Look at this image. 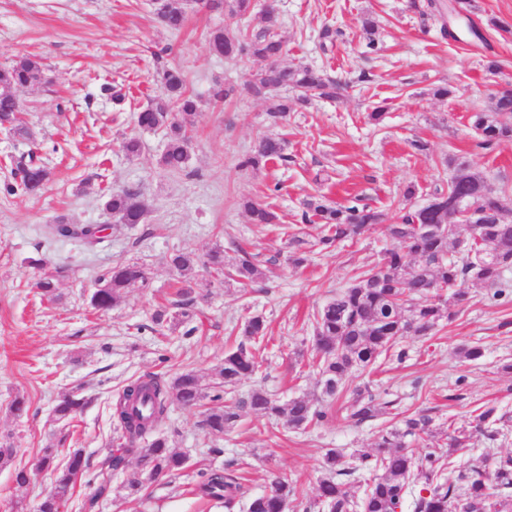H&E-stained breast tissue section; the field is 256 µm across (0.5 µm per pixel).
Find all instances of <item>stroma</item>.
Listing matches in <instances>:
<instances>
[{"mask_svg": "<svg viewBox=\"0 0 512 512\" xmlns=\"http://www.w3.org/2000/svg\"><path fill=\"white\" fill-rule=\"evenodd\" d=\"M428 2L253 0L251 12L231 20L191 0L184 29L174 33L158 20L152 0H0V65L31 56L45 74L43 83L18 92L28 137L0 131V441L29 466L60 439L65 447L59 459L68 449L83 450L87 466L64 512H245L243 503L228 509L197 492L209 471L224 468L251 495L268 490L272 475L287 478L298 491L288 510L303 512L315 501L327 449L362 453L382 427L395 424L391 414L361 425L350 420L355 380L332 402L329 418L304 431L286 432L248 408L220 437L202 421L219 405L216 372L224 353L243 342V323L253 315L264 317L269 333L257 350L258 373L236 386L234 398L260 387L283 403L298 396L318 399L314 313L381 262L394 245L386 227L408 205H424L434 191L447 190L449 157L481 173L493 196L512 210V141L482 148L469 122L471 113L488 109L494 93L512 89V0H471V17L487 39L483 45L444 36V20ZM270 6L284 42L282 64H310L343 84L336 99L311 97L279 128L266 120L277 94L254 97L244 90L263 60L227 59L208 46L210 32L227 25L244 36L266 27ZM365 17L376 25L374 37L362 28ZM492 18L497 27H489ZM327 28L332 38H323ZM370 40L377 46L372 53ZM488 57L498 61L496 72L486 70ZM168 68L184 73L198 99L190 160L180 172L160 163L165 129L135 124L136 112L160 95ZM106 84L122 89V104L102 94ZM218 84L234 87V95L213 101L210 91ZM440 86L448 87V97L435 96ZM375 106L383 113L376 123L368 118ZM273 133L286 139L289 163L239 168L256 141ZM131 137L141 144L134 156L122 149ZM419 141L426 152L416 149ZM32 151L50 170L45 188L36 195L6 194L16 160ZM411 186L416 194L408 201L404 193ZM110 188L140 195L147 206L144 223H113L104 209ZM312 195L331 206L360 198L384 221L321 249L318 225L301 221L303 202ZM247 199L265 204L278 223H251L242 206ZM60 216L74 224L108 225L104 243L90 250L48 238L46 225ZM301 228L309 238L298 267L288 236ZM218 245L229 264L237 248L250 252L263 274L260 283L245 288L200 270L190 280L191 303L179 306L181 277L171 256L202 257ZM37 259L63 271L56 299L34 286L44 269L34 267ZM132 262L146 269V286L130 289L108 310L92 308L100 278ZM159 311L164 321L158 325L153 316ZM402 345L405 360H380L368 389L398 400L402 412L432 417L435 435L415 442L417 454L449 455L443 476L452 483L460 466L489 468L512 454V374L502 370L512 363V293L496 298L471 289L452 321H441L431 335L405 337ZM464 345L480 347L482 357L462 358L458 349ZM185 370L199 376L207 396L191 410L171 405L155 432L186 455L188 467L129 495L125 481L135 456H127L124 468L107 469L121 435L115 404L131 379L149 373L169 379ZM71 390L90 404L63 425L53 408ZM18 394L29 402L20 417L9 409ZM488 407L509 417L499 439L492 443L476 433L466 450L449 452V426L468 424ZM106 471L111 491L100 497L96 490ZM53 490V478L42 473L29 490L18 492L11 468L0 469V512H36Z\"/></svg>", "mask_w": 512, "mask_h": 512, "instance_id": "35a3bbf8", "label": "stroma"}]
</instances>
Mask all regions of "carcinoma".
I'll return each mask as SVG.
<instances>
[{"mask_svg":"<svg viewBox=\"0 0 512 512\" xmlns=\"http://www.w3.org/2000/svg\"><path fill=\"white\" fill-rule=\"evenodd\" d=\"M207 8L242 16L251 8V0H206ZM155 11L161 23L171 31L182 28L185 11L173 5L172 0H155ZM268 25L251 36H238L230 28L219 29L209 36L210 50L226 58L243 54L261 58L266 65L248 84V91L266 95L291 88L300 92L293 101H279L269 112L268 120L281 122L291 105L300 104L311 92L323 96L336 95V83L310 66L290 67L280 63L283 41L272 28L274 9L266 12ZM44 81L39 62L20 57L12 64L0 67V126L7 124L20 136L28 130L20 121L23 105L17 95L21 88ZM162 94L136 113V123L143 129H166V145L162 164L170 170L182 171L190 157L187 119L198 109L196 98L186 91V80L176 69H168L161 77ZM472 127L481 136L480 145L492 149L503 141L512 140V90L498 93L491 100L490 110L474 112ZM286 141L276 135L262 137L254 149L240 161L243 168L258 169L274 162H285ZM453 174L448 180V191L437 192L433 203L406 211L400 222L388 226V233L398 246L386 252L382 266L361 272L353 283L342 289L319 310L314 320L313 363L321 375L322 400L334 399L345 384L358 373L371 369L379 357L390 355L402 360L406 352L399 347L408 335L427 336L439 322L453 318L454 311L443 312V305L431 301L430 294L447 292L448 303L463 306L470 290L485 288L498 297L506 292L504 274L512 268V220L507 219L499 201L488 195L476 196L486 188L485 178L470 170L458 159L447 161ZM15 176L19 182L7 184L4 190H17L36 195L49 180V172L38 163L34 154L20 159ZM475 207L476 217L465 224L458 216V200ZM302 218L314 219L323 232L319 243L330 246L352 238L368 224H378L382 214L367 204L330 206L316 198L303 203ZM105 209L121 224L143 222L147 208L138 193L130 190L112 192L106 196ZM254 224H274L278 220L268 207L247 201L244 204ZM427 224H443L447 231L430 233ZM465 226L467 238L457 237L460 226ZM48 234L57 239L80 242L96 247L103 242L99 230L92 224H71L60 218L47 226ZM454 249H449V242ZM171 265L183 277L202 266L210 275H224V250L215 248L203 262L179 253L171 257ZM62 270L43 272L35 287L48 299L55 297L56 282ZM234 276L237 282L249 284L260 277V271L250 253L242 250L235 260ZM105 287L95 291L90 304L98 310L109 308L131 288L147 283V272L133 262L112 269L102 278ZM243 335L250 345L243 343L224 353V362L218 370L223 385L234 386L258 371L252 348L264 342L267 326L263 317L247 318ZM205 398L200 378L192 371L176 375L166 381L156 374L143 375L128 383L116 404V417L128 444L116 449L110 467L124 466L126 455H136L137 467L127 480L130 493L142 491L147 484L173 476L186 468V456L171 448L163 436L151 437L157 423L168 412L172 403L183 407L198 405ZM87 400L76 391L63 394L54 408L61 422L69 421L83 411ZM249 407L276 420H284L290 430H304L328 418V412L317 408L309 398L295 397L279 404L262 390L253 391L247 399L237 400L224 408L210 410L205 426L219 435L239 418V409ZM396 406L393 399L378 401L372 394L357 390L350 405V418L357 424L378 417L382 409ZM475 430L494 442L500 435L494 408H486L474 417ZM433 419L423 411L408 414L400 425L379 431L374 450L361 454L350 462L338 450L330 448L322 462L323 476L319 481L314 505L321 512H396L402 507L409 485L424 481L423 494L413 499V512H512V455L501 456L491 470L466 466L459 472L460 485L441 480V457L433 452L417 455L410 448L413 440H422L432 434ZM151 437L143 448L130 443ZM40 468L55 477V491L44 498L38 512H57L58 502L73 489V483L85 467L81 450H72L65 462H57L55 448L48 446L38 459ZM372 475L362 481L364 474ZM202 496L224 501L230 508L247 498L246 512H286L296 497V488L288 480L275 475L268 493L246 496L239 477L231 471L214 470L200 485Z\"/></svg>","mask_w":512,"mask_h":512,"instance_id":"1","label":"carcinoma"}]
</instances>
